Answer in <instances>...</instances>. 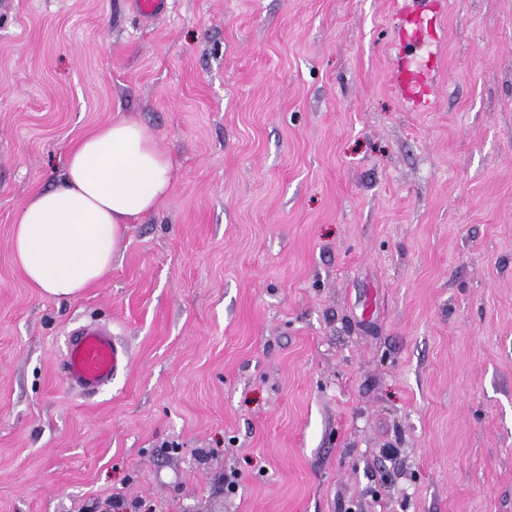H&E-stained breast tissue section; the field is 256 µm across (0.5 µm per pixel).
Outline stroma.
<instances>
[{"instance_id":"35a3bbf8","label":"stroma","mask_w":512,"mask_h":512,"mask_svg":"<svg viewBox=\"0 0 512 512\" xmlns=\"http://www.w3.org/2000/svg\"><path fill=\"white\" fill-rule=\"evenodd\" d=\"M433 7L414 112L393 0H0V512H512V0ZM117 119L174 188L50 297L17 212ZM395 69V86L401 91L408 105H417L424 99V96L429 95L430 87L425 78V73L409 71L399 65H396ZM71 338L63 360V373L74 389L92 394L112 381L123 366L127 353L112 333L97 326H85Z\"/></svg>"}]
</instances>
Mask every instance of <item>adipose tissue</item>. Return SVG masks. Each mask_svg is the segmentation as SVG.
Returning a JSON list of instances; mask_svg holds the SVG:
<instances>
[{"mask_svg":"<svg viewBox=\"0 0 512 512\" xmlns=\"http://www.w3.org/2000/svg\"><path fill=\"white\" fill-rule=\"evenodd\" d=\"M175 178L151 131L116 120L69 148L64 178L30 197L15 220L14 260L31 285L70 298L111 268L127 224L163 205Z\"/></svg>","mask_w":512,"mask_h":512,"instance_id":"obj_1","label":"adipose tissue"}]
</instances>
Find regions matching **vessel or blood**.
<instances>
[{"label": "vessel or blood", "mask_w": 512, "mask_h": 512, "mask_svg": "<svg viewBox=\"0 0 512 512\" xmlns=\"http://www.w3.org/2000/svg\"><path fill=\"white\" fill-rule=\"evenodd\" d=\"M396 86L411 106L430 93L424 73L403 68L396 71ZM126 357L125 349L114 341L110 331L89 325L76 331L67 346L64 377L72 388L92 394L111 383Z\"/></svg>", "instance_id": "b4317fda"}]
</instances>
